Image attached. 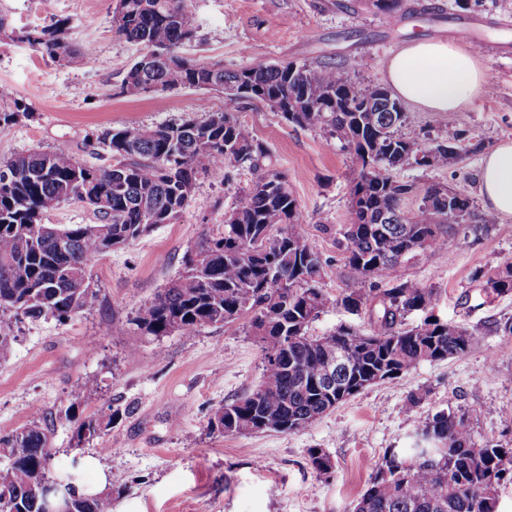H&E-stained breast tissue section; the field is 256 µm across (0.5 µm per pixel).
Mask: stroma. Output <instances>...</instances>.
<instances>
[{"mask_svg":"<svg viewBox=\"0 0 512 512\" xmlns=\"http://www.w3.org/2000/svg\"><path fill=\"white\" fill-rule=\"evenodd\" d=\"M441 22L401 16L394 24L370 11L337 7L336 0H192L198 20L185 56L238 70L256 63L293 61L340 65L354 79L383 83L387 58L415 38H456L471 30L490 75L484 94L463 112L408 107L407 135L455 126L460 155L448 167L405 168L420 187L446 186L482 206L483 153L512 139V0H427ZM113 0H0L12 27L70 22L83 55L65 65L26 43L0 41V88L32 105V118L0 132V160L32 149L63 148L93 166L109 162L97 136L103 129L156 126L219 111L222 93L188 88L140 96L120 94L122 72L140 54L112 28ZM266 143L302 209V231L324 265L321 288L330 296L357 284L338 245L349 224L356 165L328 134L286 123L260 103L239 114ZM253 174L243 168L225 179L217 168L199 176L178 220L90 265L97 292L91 307L66 322L20 324L9 359L0 364V436L32 416L52 428L55 468L78 462L85 487L112 493V512H353L386 450L405 448L417 420L447 407L469 412L477 442L512 446V294L486 292L485 276L512 260V218L489 228L444 237L435 253L402 263L397 275L438 292L434 314L473 334L462 356L422 363L400 379L367 387L312 426L294 432L219 436L207 423L224 402L252 391L262 351L245 322L205 326L187 337L141 335L131 320L145 300L180 269L184 252L204 229L223 223L237 191ZM93 381L89 399L75 393ZM418 396L410 404V396ZM88 414L118 409L99 438L71 445L68 408ZM331 458L329 473L308 461V449Z\"/></svg>","mask_w":512,"mask_h":512,"instance_id":"35a3bbf8","label":"stroma"}]
</instances>
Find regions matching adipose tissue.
Returning <instances> with one entry per match:
<instances>
[{
    "label": "adipose tissue",
    "mask_w": 512,
    "mask_h": 512,
    "mask_svg": "<svg viewBox=\"0 0 512 512\" xmlns=\"http://www.w3.org/2000/svg\"><path fill=\"white\" fill-rule=\"evenodd\" d=\"M385 80L392 94L425 112H460L488 84L479 53L465 39H420L399 47L388 58ZM479 189L487 211L512 217V141L485 151Z\"/></svg>",
    "instance_id": "adipose-tissue-1"
}]
</instances>
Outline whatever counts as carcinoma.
Masks as SVG:
<instances>
[{
	"label": "carcinoma",
	"mask_w": 512,
	"mask_h": 512,
	"mask_svg": "<svg viewBox=\"0 0 512 512\" xmlns=\"http://www.w3.org/2000/svg\"><path fill=\"white\" fill-rule=\"evenodd\" d=\"M393 21L408 10L405 0H360ZM112 26L140 46L149 63L133 62L120 85L141 91L181 86L211 91L222 84L224 108L153 127L106 128L97 141L111 163L90 166L62 149H34L0 161V361L16 341L14 328L28 320L64 322L87 310L95 297L90 263L129 246L160 224H173L189 205L199 175L215 168L224 177L248 167L256 178L241 189L230 220L202 235L181 258V270L144 301L131 324L144 336L177 332L193 336L204 326L249 319V333L262 351L259 384L216 408L212 434L238 435L303 430L377 376L394 380L420 363L466 354L473 336L464 326L427 317L405 326L408 314L434 305L436 289L403 282L396 269L406 259L434 250L458 227L497 223L471 200L419 191L398 177L405 167L437 170L457 156L453 125L432 138L399 129L403 102L380 84L361 83L339 66L315 70L292 61L214 71L182 54L198 24L191 0H115ZM21 40L54 62L79 53L69 22L17 31L0 16V39ZM258 101L287 123L337 138L359 170L350 192L361 198L346 225L345 264L371 288H348L331 298L318 286L322 261L300 230L302 213L270 148L237 117ZM30 105L0 92V131L33 117ZM421 194L415 210L403 203ZM77 201L97 224H45L60 204ZM492 293H512V262L487 276ZM374 314L369 333L341 326L324 336L309 327L327 308ZM117 411L78 416L65 412L75 447L98 437ZM0 512H44L42 489L63 482L66 512H112V492L87 493L66 469L53 468L51 432L35 415L0 437ZM312 468L332 469L320 448L308 449ZM512 482V448L474 439L469 413L436 412L417 422L410 448L384 455L355 512H498V490Z\"/></svg>",
	"instance_id": "obj_1"
}]
</instances>
